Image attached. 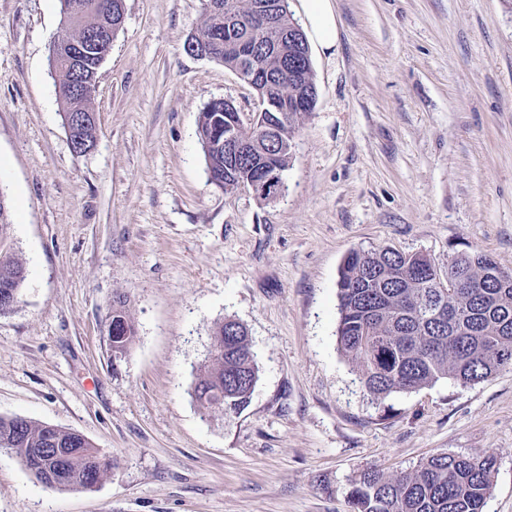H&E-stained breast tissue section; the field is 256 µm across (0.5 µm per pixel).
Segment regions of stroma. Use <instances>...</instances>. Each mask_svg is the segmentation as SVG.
<instances>
[{
  "label": "stroma",
  "mask_w": 512,
  "mask_h": 512,
  "mask_svg": "<svg viewBox=\"0 0 512 512\" xmlns=\"http://www.w3.org/2000/svg\"><path fill=\"white\" fill-rule=\"evenodd\" d=\"M333 4L286 189L261 200L208 180L199 112L256 104L185 52L204 0H125L84 155L49 59L58 0H0V193L27 267L0 315V415L80 432L113 462L93 488L51 491L2 451L0 512H349L366 467L441 451L494 457L485 512H512V370L378 400L337 344L353 250L512 270V0ZM118 296L137 335L116 360ZM227 317L259 379L244 410L209 416L192 388Z\"/></svg>",
  "instance_id": "35a3bbf8"
}]
</instances>
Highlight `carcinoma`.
Returning <instances> with one entry per match:
<instances>
[{
    "label": "carcinoma",
    "instance_id": "1",
    "mask_svg": "<svg viewBox=\"0 0 512 512\" xmlns=\"http://www.w3.org/2000/svg\"><path fill=\"white\" fill-rule=\"evenodd\" d=\"M258 62L269 59L272 34L241 32ZM198 41L212 46L214 60L235 70L245 59L235 47H224V12L210 13ZM288 61L305 72V89L314 92V71L307 38L288 46ZM58 78L63 122L66 109L90 106L91 96L76 97V74L64 62L53 64ZM302 117L288 113L280 124L279 143L272 144L276 165L288 168L290 142ZM238 129L240 137L266 146L256 130L240 126L236 112L224 111L214 100L199 113L198 135L207 170L227 166L224 150L210 146L216 126ZM238 175H255L254 154L234 160ZM501 269L484 254H460L440 267L426 255L406 254L390 247L353 251L338 281V344L360 371L365 389L381 399L451 378L467 386L512 369V279L503 283ZM26 279L23 261L15 254L6 200L0 195V315L20 302ZM112 321L120 333L107 329L112 357H123L136 337V328L119 299ZM259 378L247 327L233 319L220 323L208 360L200 367L193 388L199 406L228 414L245 408ZM0 451L14 454L27 470L54 480L43 485L53 491L89 488L111 468L85 436L18 416H0ZM496 460L480 454L440 452L410 472L387 475L376 466L363 470L350 491L351 512H484L492 488Z\"/></svg>",
    "mask_w": 512,
    "mask_h": 512
}]
</instances>
